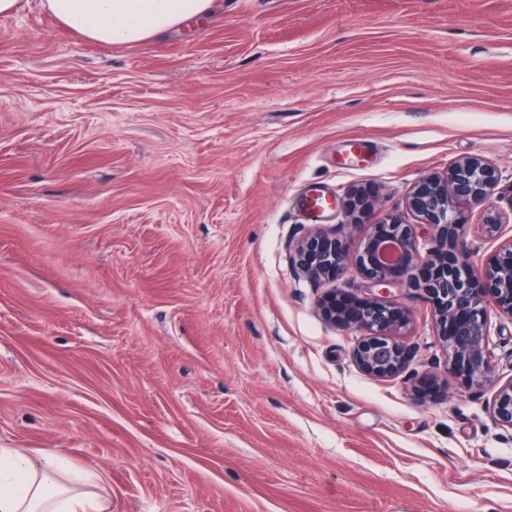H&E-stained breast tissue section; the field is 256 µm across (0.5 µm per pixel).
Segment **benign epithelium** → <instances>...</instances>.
I'll return each instance as SVG.
<instances>
[{"mask_svg":"<svg viewBox=\"0 0 512 512\" xmlns=\"http://www.w3.org/2000/svg\"><path fill=\"white\" fill-rule=\"evenodd\" d=\"M496 185L494 168L477 156L460 159L443 176H423L409 192L407 209L429 226L434 248L425 256L416 245L412 225L381 211L362 249L354 255L336 234L327 231H316L296 243L294 263L308 276L334 284L354 265L366 279L369 298L357 300L345 289L333 287L320 299L332 322L366 331L354 351L363 372L385 379L409 365L410 350L392 340V335L409 322L411 312L392 300L391 294L411 285L433 304L447 369L464 377L471 387L483 388L493 382L494 370L484 344V303L485 297H491L499 313L512 318V239L485 263L479 288L448 267L447 247L464 229L456 208L489 200ZM376 202L375 194L356 187L344 206L359 217L375 209ZM423 265H434L437 270L419 280L416 271ZM492 414L499 425L512 429V380L497 388Z\"/></svg>","mask_w":512,"mask_h":512,"instance_id":"7a95c632","label":"benign epithelium"}]
</instances>
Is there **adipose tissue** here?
I'll list each match as a JSON object with an SVG mask.
<instances>
[{
	"label": "adipose tissue",
	"instance_id": "ef3b65f1",
	"mask_svg": "<svg viewBox=\"0 0 512 512\" xmlns=\"http://www.w3.org/2000/svg\"><path fill=\"white\" fill-rule=\"evenodd\" d=\"M60 25L96 45H134L210 16L215 0H41ZM102 477L72 469L61 451L32 458L0 448V512H110Z\"/></svg>",
	"mask_w": 512,
	"mask_h": 512
}]
</instances>
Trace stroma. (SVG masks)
<instances>
[{"mask_svg": "<svg viewBox=\"0 0 512 512\" xmlns=\"http://www.w3.org/2000/svg\"><path fill=\"white\" fill-rule=\"evenodd\" d=\"M470 155L474 269L512 239V0H219L135 46L0 16V448L64 449L112 512H512V430L432 304L399 293L412 359L377 379L292 262L375 220L314 189L377 190L429 247L407 193ZM485 333L512 380V318Z\"/></svg>", "mask_w": 512, "mask_h": 512, "instance_id": "35a3bbf8", "label": "stroma"}]
</instances>
